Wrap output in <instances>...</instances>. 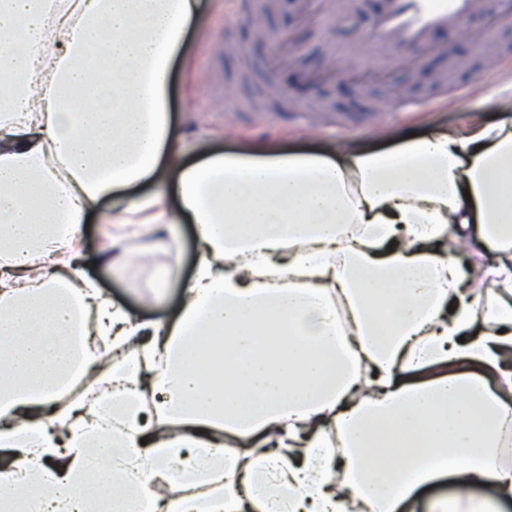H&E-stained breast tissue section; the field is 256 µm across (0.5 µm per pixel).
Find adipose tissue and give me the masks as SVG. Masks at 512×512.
Listing matches in <instances>:
<instances>
[{"instance_id": "adipose-tissue-1", "label": "adipose tissue", "mask_w": 512, "mask_h": 512, "mask_svg": "<svg viewBox=\"0 0 512 512\" xmlns=\"http://www.w3.org/2000/svg\"><path fill=\"white\" fill-rule=\"evenodd\" d=\"M201 25L200 0H0V512H416L441 476L427 512H504L512 120L179 160L170 70ZM130 188L105 265L195 226L165 319L76 264Z\"/></svg>"}]
</instances>
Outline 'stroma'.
I'll list each match as a JSON object with an SVG mask.
<instances>
[{
	"label": "stroma",
	"instance_id": "stroma-1",
	"mask_svg": "<svg viewBox=\"0 0 512 512\" xmlns=\"http://www.w3.org/2000/svg\"><path fill=\"white\" fill-rule=\"evenodd\" d=\"M271 2L268 11L255 16L249 0H240L234 15L225 13L224 0H202L205 28L188 31L170 75L171 125L183 159L254 145L288 154L322 153L347 143L387 151L412 134L455 130L475 118L500 121L498 102L512 97V77L477 86L463 97L454 95L455 86L485 68L498 51L493 42L475 44L468 29L435 34L436 43L448 49L443 57L409 50L397 66L370 61L373 77L362 82L351 79L353 64L336 50L370 35L383 0H354L351 9L306 26L299 20L297 0ZM271 34L297 38L306 47L300 64L288 62L276 69L275 87L289 90L277 102L264 99L262 92ZM217 44L236 47L224 57L220 94L207 88ZM111 210V201H103L83 224L82 251L90 277L106 300L132 315L173 314L179 304L178 284L191 275L196 260L192 226L177 225V253L159 251L144 259L130 255L117 275L99 261L107 230L103 216ZM165 275L171 278L168 297L152 303L150 291Z\"/></svg>",
	"mask_w": 512,
	"mask_h": 512
}]
</instances>
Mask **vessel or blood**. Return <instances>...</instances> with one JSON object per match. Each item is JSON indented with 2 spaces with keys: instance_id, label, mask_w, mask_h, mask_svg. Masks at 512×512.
Listing matches in <instances>:
<instances>
[{
  "instance_id": "vessel-or-blood-1",
  "label": "vessel or blood",
  "mask_w": 512,
  "mask_h": 512,
  "mask_svg": "<svg viewBox=\"0 0 512 512\" xmlns=\"http://www.w3.org/2000/svg\"><path fill=\"white\" fill-rule=\"evenodd\" d=\"M469 17H485L496 33L512 30V0H386L371 36L354 49L358 63L378 55L400 63L401 50L430 47L434 31L458 26Z\"/></svg>"
}]
</instances>
